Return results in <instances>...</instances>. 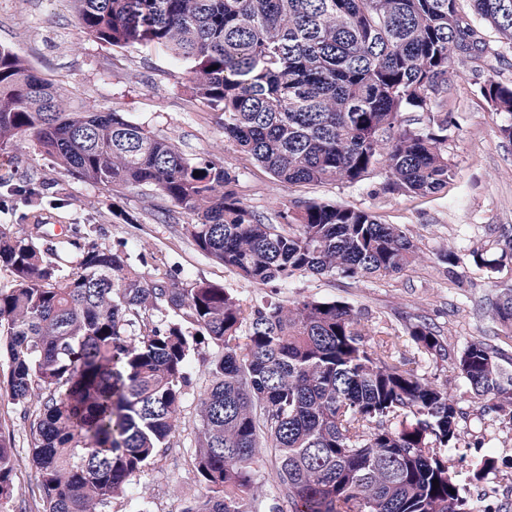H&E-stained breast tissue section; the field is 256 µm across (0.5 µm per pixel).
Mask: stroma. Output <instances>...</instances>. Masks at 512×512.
<instances>
[{
    "label": "stroma",
    "mask_w": 512,
    "mask_h": 512,
    "mask_svg": "<svg viewBox=\"0 0 512 512\" xmlns=\"http://www.w3.org/2000/svg\"><path fill=\"white\" fill-rule=\"evenodd\" d=\"M489 45L486 57L454 55L448 71V163L452 176L437 193L421 195L389 190L391 175L377 165L361 183L337 182L289 188L225 141L221 115L193 95L188 65L164 50H124L99 43L83 31L74 0H0V46L12 48L38 74L59 88L70 107L94 106L119 112L155 135L171 140L191 159L213 158L239 172L241 201L264 221H275L294 199L317 198L373 214L384 224L406 228L418 247L419 259L400 274L379 279L351 280L339 276L296 277L280 297L340 300L361 316L366 333L384 325L404 328L425 319L454 346L492 336L496 323L487 303L496 288L512 285V264L496 274L477 266L470 252L499 250L502 230H512V142L500 134L512 115L496 111L480 94L488 80L512 81V41L480 26ZM0 177L11 185L29 184L42 193L47 230L59 233L75 225L78 235H90L104 247H125L145 274L150 254L162 255L171 281H207L235 289L246 301L270 289L243 281L229 268L203 254L184 233L189 217L183 210L146 188L113 190L65 176L31 140L0 151ZM458 256L448 267L440 256ZM214 346L205 345L194 357L191 385L183 400L176 440L178 446L159 456L134 479L135 499L115 497L103 512H175L202 495L192 458L199 426L198 402L208 385L206 362ZM484 436L497 467L512 472V426L500 424L494 412L483 416ZM0 431L10 434L15 448L21 500L31 497L35 469L29 456V428L19 408L0 393ZM474 433L450 457L462 488L480 497L483 512H512V494L475 484L473 472L487 451Z\"/></svg>",
    "instance_id": "obj_1"
}]
</instances>
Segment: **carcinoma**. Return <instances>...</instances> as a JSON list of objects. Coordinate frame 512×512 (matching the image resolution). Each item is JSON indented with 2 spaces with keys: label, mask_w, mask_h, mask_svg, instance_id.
<instances>
[{
  "label": "carcinoma",
  "mask_w": 512,
  "mask_h": 512,
  "mask_svg": "<svg viewBox=\"0 0 512 512\" xmlns=\"http://www.w3.org/2000/svg\"><path fill=\"white\" fill-rule=\"evenodd\" d=\"M80 25L121 49H166L191 63L194 93L224 115V139L288 187L354 185L385 162L394 189L432 194L451 176L440 97L454 51L483 54L478 19L512 38V0H75ZM480 92L512 114V83ZM406 112H427L417 127ZM34 140L64 175L155 189L184 210L200 251L257 285L297 275L378 278L416 262L407 230L372 215L295 200L266 223L237 197L239 173L194 161L118 112L71 111L64 93L0 46V150ZM0 225V389L28 421L42 512H101L136 498L133 477L171 445L192 355L211 343L194 470L203 497L180 512H473L448 465L470 417L420 372L454 379L512 426V376L498 345L450 349L427 322L366 338L342 301L245 304L229 288L153 277L127 251L89 241L69 271L40 211ZM495 273L512 260L472 251ZM488 313L512 341V287ZM271 458L279 495L248 507L253 465ZM15 454L0 431V509L15 497ZM478 482L507 485L492 457ZM439 487H434L433 481ZM421 373L428 379L440 384L446 383V380L452 381L451 385L448 384V392L456 398L469 399L466 395H463L464 389L453 382L454 375L448 363L441 361L422 362Z\"/></svg>",
  "instance_id": "obj_1"
}]
</instances>
